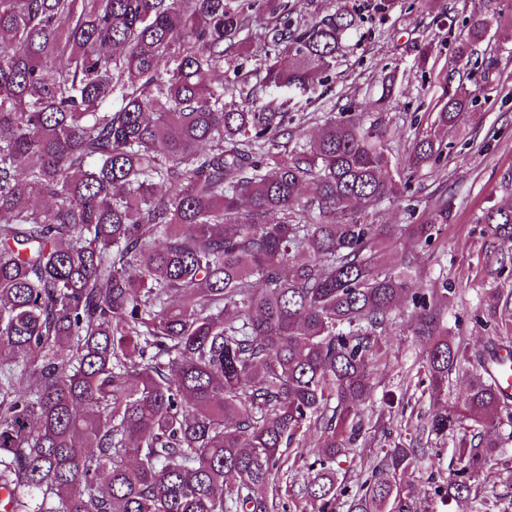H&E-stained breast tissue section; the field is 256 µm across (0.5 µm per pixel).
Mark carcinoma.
<instances>
[{"label": "carcinoma", "instance_id": "carcinoma-1", "mask_svg": "<svg viewBox=\"0 0 512 512\" xmlns=\"http://www.w3.org/2000/svg\"><path fill=\"white\" fill-rule=\"evenodd\" d=\"M252 8L0 0V512H270L271 481L311 430L302 494L336 512L329 464L362 434L358 403L403 306L428 341L430 396L472 367L462 408L414 441L451 438L465 465L445 494L483 497L475 478L512 423L502 355L467 357L448 336V280L416 288L414 261L383 252L395 234L431 246L448 196L420 224L369 222L408 192L388 129L326 112L311 136L288 112L354 16L294 25L286 0H265L272 24L249 56ZM488 28L470 21L453 69ZM251 58L282 101L224 105ZM468 103L455 90L434 125ZM447 149L416 137L406 163L434 168ZM482 222L512 241L511 204ZM424 456L386 449L346 512H416L402 484Z\"/></svg>", "mask_w": 512, "mask_h": 512}]
</instances>
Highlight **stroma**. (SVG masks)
<instances>
[{"mask_svg": "<svg viewBox=\"0 0 512 512\" xmlns=\"http://www.w3.org/2000/svg\"><path fill=\"white\" fill-rule=\"evenodd\" d=\"M357 16L343 52L320 83L294 95L288 110L315 130L326 112L369 113L394 132L389 143L404 158L415 134L431 132L430 114L457 87L471 93L459 127L444 131L448 154L439 170L411 174L408 202H386L371 219L377 224L420 223L440 192L451 207L441 245L424 251L416 285L448 284V334L469 354L489 349L495 336L512 338V324L493 327L482 316L495 288H512V273L498 272L500 257L512 255V242L495 236L481 221L494 205L512 203V0H397L392 11L379 13L378 0H341ZM500 15L479 57L484 68L460 72L450 60L473 17ZM394 76L385 106H378L382 81ZM419 124H412L413 116ZM414 205L406 214L405 205ZM409 311H401L385 337L386 354L377 371L373 396L362 407L365 431L357 447L336 461L341 500H349L373 468L383 445L409 441L411 418L433 413L438 404L419 385L426 344L416 336ZM279 474L275 512H313L297 491L307 474L305 459H289ZM452 442L434 444L407 479V491L419 512H476L474 502H450L444 495L450 470L458 468Z\"/></svg>", "mask_w": 512, "mask_h": 512, "instance_id": "1", "label": "stroma"}]
</instances>
